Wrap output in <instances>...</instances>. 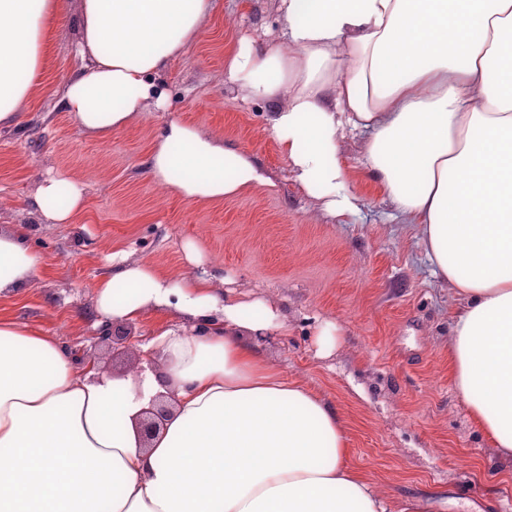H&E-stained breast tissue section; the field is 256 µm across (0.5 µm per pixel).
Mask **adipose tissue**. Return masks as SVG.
<instances>
[{"instance_id":"obj_1","label":"adipose tissue","mask_w":512,"mask_h":512,"mask_svg":"<svg viewBox=\"0 0 512 512\" xmlns=\"http://www.w3.org/2000/svg\"><path fill=\"white\" fill-rule=\"evenodd\" d=\"M214 2L0 0V128L18 125L72 12L82 65L61 107L103 139L163 108L160 76ZM278 10L276 42L242 39L225 79L275 102L277 149L331 216L360 207L340 139L367 133L365 168L462 298L449 347L457 394L512 456V0H279ZM147 168L189 203L276 188L248 149L176 117ZM32 206L72 223L81 184L48 176ZM40 269L39 255L0 229V294ZM218 281L126 262L97 282L96 308L115 326L149 310L200 324L157 331L154 371L99 375L55 338L0 317V512H390L350 463L336 408L258 348L287 335V318L263 298L219 297ZM161 403L167 418L143 440L141 422Z\"/></svg>"}]
</instances>
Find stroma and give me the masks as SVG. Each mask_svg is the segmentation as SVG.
Here are the masks:
<instances>
[{
  "instance_id": "obj_1",
  "label": "stroma",
  "mask_w": 512,
  "mask_h": 512,
  "mask_svg": "<svg viewBox=\"0 0 512 512\" xmlns=\"http://www.w3.org/2000/svg\"><path fill=\"white\" fill-rule=\"evenodd\" d=\"M278 0H216L199 39L161 79L164 110L146 113L106 140L86 133L56 105L74 75L75 21L59 26L42 91L17 127L0 130V228L25 233L43 270L31 286L0 295V314L54 337L79 364L105 373L138 371L141 343L162 321L146 311L129 348L102 340L95 284L122 253L173 274L187 273L182 246L196 241L228 288L265 295L288 316V333L261 346L291 380L342 414L351 461L404 512L417 496L448 491L453 512H512V457L493 448L458 398L448 359L449 324L461 299L432 273L419 229L399 214L363 166L366 136L340 140L347 186L359 212L335 218L295 183L270 134L273 102L247 97L224 78L225 53L241 38L272 43ZM179 117L248 148L276 182L218 204L166 194L146 157L157 129ZM61 172L83 185L85 208L71 224H45L29 200L42 176ZM338 328L321 353L317 330Z\"/></svg>"
}]
</instances>
